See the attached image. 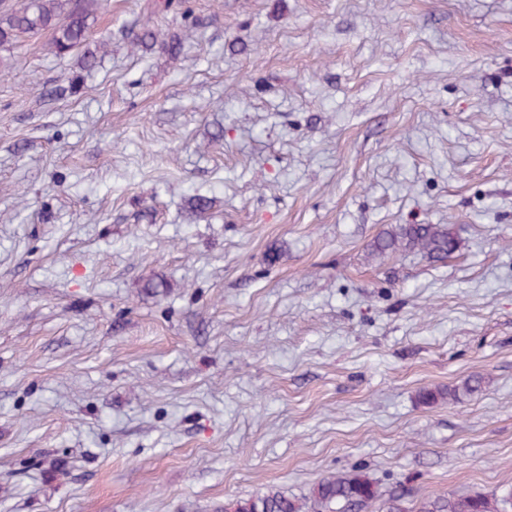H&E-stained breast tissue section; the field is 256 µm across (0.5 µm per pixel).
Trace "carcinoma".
Returning a JSON list of instances; mask_svg holds the SVG:
<instances>
[{
  "label": "carcinoma",
  "mask_w": 512,
  "mask_h": 512,
  "mask_svg": "<svg viewBox=\"0 0 512 512\" xmlns=\"http://www.w3.org/2000/svg\"><path fill=\"white\" fill-rule=\"evenodd\" d=\"M99 7V0H21L17 6L0 11V50H10L23 34L48 32L51 50L57 56H65L87 44ZM188 37L187 33H176L161 39L146 23L132 44L144 52L158 47L175 55ZM108 44L109 40L103 39L97 46L87 48L79 58L81 68L93 70L98 53ZM457 248V237L445 224H398L374 239L371 254L414 252L433 262H443ZM457 392L456 388L424 389L418 397L427 404L447 397L455 400ZM403 499L404 493L394 492L382 500L378 484L362 471L352 470L320 479L304 497L270 488L254 497L227 499L221 512H365L381 500L386 512H405ZM417 512H512V487L491 494L450 492L421 503Z\"/></svg>",
  "instance_id": "carcinoma-1"
}]
</instances>
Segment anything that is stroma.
Returning a JSON list of instances; mask_svg holds the SVG:
<instances>
[{
    "label": "stroma",
    "mask_w": 512,
    "mask_h": 512,
    "mask_svg": "<svg viewBox=\"0 0 512 512\" xmlns=\"http://www.w3.org/2000/svg\"><path fill=\"white\" fill-rule=\"evenodd\" d=\"M147 3L89 72L0 52V512L512 486V0ZM398 224L459 246L372 257ZM159 36L160 34L151 28L149 22H147L142 26L141 31L135 35L132 44L146 53L153 51L158 45L162 51L175 55L180 53L184 40L189 38L190 35L188 33H176L170 35L168 39L161 40H159Z\"/></svg>",
    "instance_id": "35a3bbf8"
}]
</instances>
